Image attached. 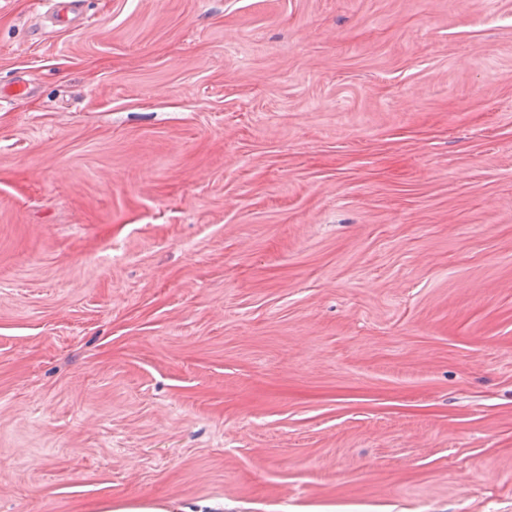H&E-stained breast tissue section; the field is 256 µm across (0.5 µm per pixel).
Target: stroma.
Wrapping results in <instances>:
<instances>
[{
    "instance_id": "35a3bbf8",
    "label": "stroma",
    "mask_w": 512,
    "mask_h": 512,
    "mask_svg": "<svg viewBox=\"0 0 512 512\" xmlns=\"http://www.w3.org/2000/svg\"><path fill=\"white\" fill-rule=\"evenodd\" d=\"M85 11L0 0V512H512V0ZM85 0H41L39 4L48 8L51 16L59 23L69 28H78L85 22L80 21L83 16ZM224 499L197 502V507L183 506L177 499H105L97 505V512H223Z\"/></svg>"
}]
</instances>
